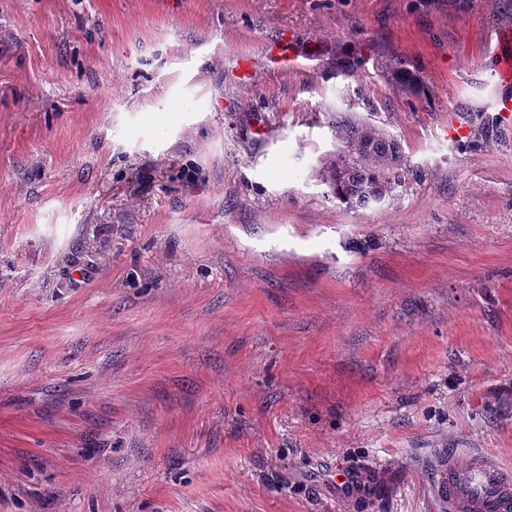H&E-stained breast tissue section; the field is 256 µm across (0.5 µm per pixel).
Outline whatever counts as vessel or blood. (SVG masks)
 <instances>
[{
	"instance_id": "1",
	"label": "vessel or blood",
	"mask_w": 512,
	"mask_h": 512,
	"mask_svg": "<svg viewBox=\"0 0 512 512\" xmlns=\"http://www.w3.org/2000/svg\"><path fill=\"white\" fill-rule=\"evenodd\" d=\"M496 73L512 81V34L498 35ZM433 490L448 512H512V466L485 452H449L433 470Z\"/></svg>"
}]
</instances>
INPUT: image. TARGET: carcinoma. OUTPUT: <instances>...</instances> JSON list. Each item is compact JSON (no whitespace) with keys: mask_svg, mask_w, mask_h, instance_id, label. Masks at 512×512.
Listing matches in <instances>:
<instances>
[{"mask_svg":"<svg viewBox=\"0 0 512 512\" xmlns=\"http://www.w3.org/2000/svg\"><path fill=\"white\" fill-rule=\"evenodd\" d=\"M333 64L338 73L349 77L358 75L362 67L358 57L343 53L336 54ZM389 65L404 85L415 88L416 74L407 61L393 55ZM336 139L341 143L362 140L358 154L340 169L330 165L323 175L334 197L346 207H365L404 184L406 158L394 137L353 114L344 113L336 116Z\"/></svg>","mask_w":512,"mask_h":512,"instance_id":"cac0c4a2","label":"carcinoma"}]
</instances>
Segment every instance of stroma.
Segmentation results:
<instances>
[{
    "instance_id": "35a3bbf8",
    "label": "stroma",
    "mask_w": 512,
    "mask_h": 512,
    "mask_svg": "<svg viewBox=\"0 0 512 512\" xmlns=\"http://www.w3.org/2000/svg\"><path fill=\"white\" fill-rule=\"evenodd\" d=\"M505 29L512 0H0V512H446L448 450L512 464ZM339 112L402 190L333 198ZM496 73L504 83H511L512 78V37L509 32L497 36L495 47Z\"/></svg>"
}]
</instances>
